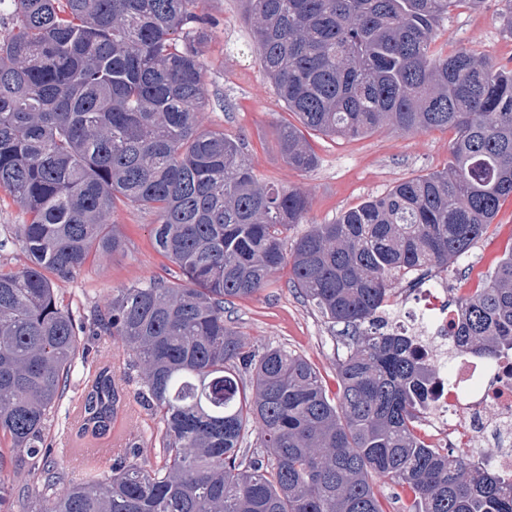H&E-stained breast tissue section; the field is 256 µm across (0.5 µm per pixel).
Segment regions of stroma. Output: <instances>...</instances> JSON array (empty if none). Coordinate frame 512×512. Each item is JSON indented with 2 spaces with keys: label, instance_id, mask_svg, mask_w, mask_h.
I'll return each mask as SVG.
<instances>
[{
  "label": "stroma",
  "instance_id": "35a3bbf8",
  "mask_svg": "<svg viewBox=\"0 0 512 512\" xmlns=\"http://www.w3.org/2000/svg\"><path fill=\"white\" fill-rule=\"evenodd\" d=\"M502 0H486L483 11H457L445 19L433 44L449 53L465 46L491 60L512 66V29L502 13ZM202 12L214 20L211 38L203 49L204 83L208 101L200 114L203 127L223 131L244 140V158L258 178L267 184L304 191L311 199L306 223L292 226L289 240L303 235L308 224H325L366 199L386 194L398 181L443 169L448 163L453 134L436 129L426 133L401 134L387 128L359 139H344L305 131L304 136L318 157L307 172L288 167L277 146V130L290 114L278 102L252 50L251 25L241 0H202ZM26 219L20 206L0 190V236L11 245L0 252V270H15L27 261L17 234ZM112 222L124 247L108 258H90L72 278L56 281L58 295L75 313L88 314L102 298L117 288L154 278L169 279L177 269L157 252L152 228L154 213L117 203ZM512 250V197L502 201L487 233L457 264L447 270L448 285L467 284L473 268L489 273L500 258ZM290 269L277 270L257 294L233 299L225 314L256 350L281 347L306 359L320 374L329 394H336V368L342 345L331 325L307 304L289 284ZM85 342L91 357L125 367L129 418L116 422L115 432L139 448V463L148 469L161 461L159 437L162 424L144 408L138 394L141 372L129 367L126 348L108 336H89ZM85 369L76 365L53 418L47 440L57 465L68 462L71 447L70 415L82 394Z\"/></svg>",
  "mask_w": 512,
  "mask_h": 512
}]
</instances>
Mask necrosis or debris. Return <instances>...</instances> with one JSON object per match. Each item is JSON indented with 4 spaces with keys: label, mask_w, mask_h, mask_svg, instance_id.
<instances>
[{
    "label": "necrosis or debris",
    "mask_w": 512,
    "mask_h": 512,
    "mask_svg": "<svg viewBox=\"0 0 512 512\" xmlns=\"http://www.w3.org/2000/svg\"><path fill=\"white\" fill-rule=\"evenodd\" d=\"M447 278L422 289V308L412 329L432 359L449 363L440 372L430 418L436 436L453 448L485 449V462L512 475V362L489 361L447 346L455 313Z\"/></svg>",
    "instance_id": "obj_1"
}]
</instances>
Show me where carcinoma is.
<instances>
[{
  "label": "carcinoma",
  "mask_w": 512,
  "mask_h": 512,
  "mask_svg": "<svg viewBox=\"0 0 512 512\" xmlns=\"http://www.w3.org/2000/svg\"><path fill=\"white\" fill-rule=\"evenodd\" d=\"M277 100L280 152L308 171L302 129L359 138L454 132L447 166L406 179L285 250L310 200L259 182L243 143L199 125L207 102L201 0H0V190L28 216V263L0 272V512L28 468L22 512H383L373 478L401 487L403 512H512V483L480 460L428 444L437 365L389 323L394 287L446 268L512 197V68L460 47L431 52L440 23L486 0H243ZM156 214L158 250L183 283L119 288L89 315L60 303L91 255L122 248L116 202ZM304 301L338 327V400L303 357L252 350L225 303L264 288L282 264ZM453 347L512 360V249L460 298ZM122 342L142 367L141 402L160 414L163 464L123 457L103 475L59 467L48 423L81 336ZM250 375L246 391L240 370ZM125 373L88 368L72 431L107 440L127 406ZM255 428L267 460L241 445Z\"/></svg>",
  "instance_id": "obj_1"
}]
</instances>
